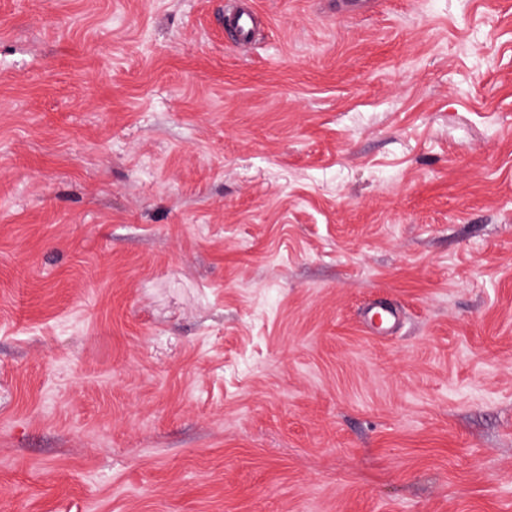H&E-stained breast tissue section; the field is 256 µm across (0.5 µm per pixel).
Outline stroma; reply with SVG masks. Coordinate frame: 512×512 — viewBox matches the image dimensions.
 <instances>
[{"instance_id":"1","label":"stroma","mask_w":512,"mask_h":512,"mask_svg":"<svg viewBox=\"0 0 512 512\" xmlns=\"http://www.w3.org/2000/svg\"><path fill=\"white\" fill-rule=\"evenodd\" d=\"M337 2L0 0V512H512V0ZM233 36L237 45H244L251 41L257 27V14L251 8L234 6L229 13ZM365 321L379 331L389 332L399 324L397 309L386 306L382 301L371 302L364 311Z\"/></svg>"}]
</instances>
